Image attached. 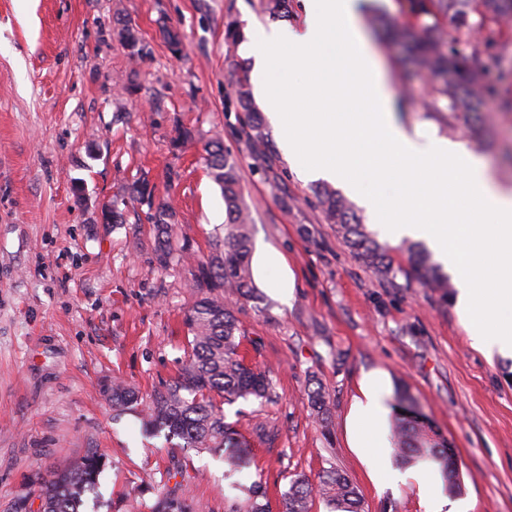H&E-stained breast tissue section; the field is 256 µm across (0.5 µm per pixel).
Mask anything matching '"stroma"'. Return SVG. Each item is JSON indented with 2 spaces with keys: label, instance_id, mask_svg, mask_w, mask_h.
Returning <instances> with one entry per match:
<instances>
[{
  "label": "stroma",
  "instance_id": "1",
  "mask_svg": "<svg viewBox=\"0 0 512 512\" xmlns=\"http://www.w3.org/2000/svg\"><path fill=\"white\" fill-rule=\"evenodd\" d=\"M266 3L0 0V512H12L35 472L92 452L106 466L84 512H122L132 498L149 512L166 493L194 512H226L223 455L143 437L140 418L116 414L103 393L117 379L149 398L177 377L190 350L192 273L224 251V199L204 160L217 139L238 165L250 217L256 296L234 306L241 351L275 384L268 403L213 399L250 446L243 481L260 483L281 512L295 474L315 485L333 467L357 488L363 512H425L417 468L378 483L353 446L351 407L374 372L386 407L407 386L447 437L462 483L449 503L512 512V358L473 346L455 307L456 277L444 295L401 276L382 280L325 222L315 183L298 176L275 131L265 149L284 174L281 197L240 133L231 75L246 57L225 39V22L303 25L300 0L284 18ZM122 20L141 54L118 37ZM365 31L391 75L400 122L464 143L511 185L512 25L500 26L507 49L490 63L496 91L475 102L480 140L426 111V86L404 48L373 24ZM138 180L151 197L129 201L124 223L106 222ZM162 201L175 212L168 233L181 253L165 269L151 221ZM270 252L282 265L264 264ZM282 280L292 283L285 298L274 290ZM316 389L323 416L309 401ZM260 424L274 429V441L255 435Z\"/></svg>",
  "mask_w": 512,
  "mask_h": 512
}]
</instances>
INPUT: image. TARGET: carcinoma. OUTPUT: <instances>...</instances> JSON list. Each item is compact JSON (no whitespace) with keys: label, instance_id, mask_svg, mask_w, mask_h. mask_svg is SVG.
<instances>
[{"label":"carcinoma","instance_id":"1","mask_svg":"<svg viewBox=\"0 0 512 512\" xmlns=\"http://www.w3.org/2000/svg\"><path fill=\"white\" fill-rule=\"evenodd\" d=\"M405 19L385 22L391 42L410 51L419 65L418 77L428 85V108L447 111L456 122L470 123L474 104L471 97L487 95L488 63L497 40L489 38L475 43L471 33L487 29L503 16H512V0H406ZM235 104L242 113V132L247 140H263L260 119L251 108L247 71L235 74ZM208 174L224 196L227 221L224 224V256L197 265L193 281L198 298L185 317L192 335L186 363L172 383L154 391L144 408V426L150 433L164 435L165 440L178 438L186 448L224 451L226 476L243 473L252 465L248 444L232 426L225 423L224 413L210 400L216 393L226 400L268 401L273 381L268 372L253 368L239 354L241 331L234 309L224 302V292L239 298L254 294L249 258L251 236L248 217L241 203L236 163L224 151L221 141L206 149ZM316 205L325 221L336 225L337 232L349 245L354 257L385 280L402 275L426 288L448 290V275L432 261L420 243L406 247L407 266L394 263L388 248L379 243L360 224L359 218L336 190L324 186L315 192ZM152 223L164 231L174 220L167 203L156 206ZM117 411L141 405L138 393L122 383H112L103 390ZM398 410L391 431L396 463L410 468L420 463L438 465L448 491L458 493L461 486L455 461L448 453V442L418 409L407 389L396 392ZM104 469L102 459L89 455L74 465L47 476L35 475L38 485V508L31 496L14 501L12 512H79L83 497L94 493ZM243 496L233 500L228 512H271L265 490L253 483H233ZM317 495L327 512H362L361 498L349 478L330 469L315 487L295 476L283 499L284 512H308L309 499ZM151 512H187L176 498L159 497Z\"/></svg>","mask_w":512,"mask_h":512}]
</instances>
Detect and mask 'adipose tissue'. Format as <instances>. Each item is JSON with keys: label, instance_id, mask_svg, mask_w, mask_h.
Listing matches in <instances>:
<instances>
[{"label": "adipose tissue", "instance_id": "adipose-tissue-1", "mask_svg": "<svg viewBox=\"0 0 512 512\" xmlns=\"http://www.w3.org/2000/svg\"><path fill=\"white\" fill-rule=\"evenodd\" d=\"M363 2L302 0L300 29L245 28L254 95L295 167L340 185L391 241L424 240L457 274L471 336L512 357V188L462 144L398 121L390 75L364 35ZM285 70L303 83L283 84ZM385 412L378 379H368L351 421L379 481L388 473L377 432Z\"/></svg>", "mask_w": 512, "mask_h": 512}]
</instances>
